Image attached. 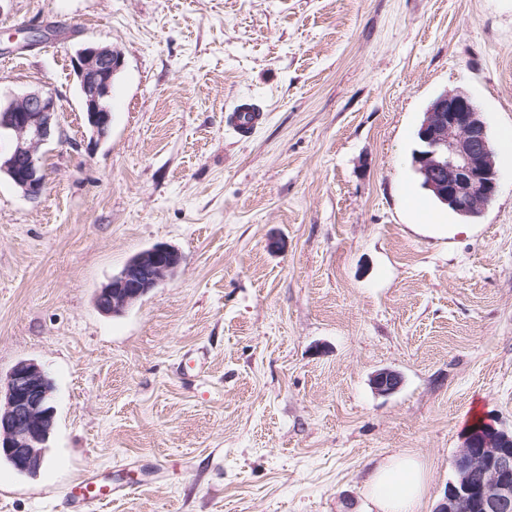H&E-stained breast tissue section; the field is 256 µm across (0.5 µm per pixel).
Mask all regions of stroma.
I'll return each mask as SVG.
<instances>
[{"label": "stroma", "instance_id": "obj_1", "mask_svg": "<svg viewBox=\"0 0 512 512\" xmlns=\"http://www.w3.org/2000/svg\"><path fill=\"white\" fill-rule=\"evenodd\" d=\"M51 25L0 49V97L55 93L63 131L40 199L0 176V377L36 362L55 407L47 468L0 461V512H67L89 470L139 485L104 512H375L397 454L435 512L470 426L512 432V157L478 217L422 223L412 154L446 89L512 129V0H0V33ZM85 42L124 59L101 140ZM157 244L178 276L101 313ZM244 114H247L246 118H243ZM263 116V112L255 109L248 111L237 110L229 114L227 120L237 129L241 137L246 138L251 135L256 126L262 121Z\"/></svg>", "mask_w": 512, "mask_h": 512}]
</instances>
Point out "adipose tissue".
Masks as SVG:
<instances>
[{
  "label": "adipose tissue",
  "instance_id": "obj_1",
  "mask_svg": "<svg viewBox=\"0 0 512 512\" xmlns=\"http://www.w3.org/2000/svg\"><path fill=\"white\" fill-rule=\"evenodd\" d=\"M425 483L422 463L411 455H397L369 474L366 487L378 512H417Z\"/></svg>",
  "mask_w": 512,
  "mask_h": 512
}]
</instances>
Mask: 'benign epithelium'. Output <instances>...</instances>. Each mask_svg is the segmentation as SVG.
<instances>
[{
	"instance_id": "1",
	"label": "benign epithelium",
	"mask_w": 512,
	"mask_h": 512,
	"mask_svg": "<svg viewBox=\"0 0 512 512\" xmlns=\"http://www.w3.org/2000/svg\"><path fill=\"white\" fill-rule=\"evenodd\" d=\"M121 53L110 45L87 43L73 60L81 106L93 135L105 137L112 124L111 112L101 107L111 96L114 77L123 67ZM0 133L11 141L0 154V174L29 200H37L46 184L42 147L52 137L62 138L55 94L26 91L0 102ZM423 150L417 155L418 172L447 206L465 214L485 209L498 188L495 153L483 112L458 90L444 91L429 107L421 126ZM183 257L166 245L139 252L98 292L97 307L104 314L123 313L138 300L180 271ZM374 390L393 393L400 376L382 370L372 377ZM53 384L44 369L31 360L17 362L0 390V453L11 458L21 472L38 468L51 433L55 408ZM458 479L448 485L435 512H472L480 501L483 512H512V433L491 424L474 447L467 436L455 461ZM487 478L478 486L470 478Z\"/></svg>"
}]
</instances>
